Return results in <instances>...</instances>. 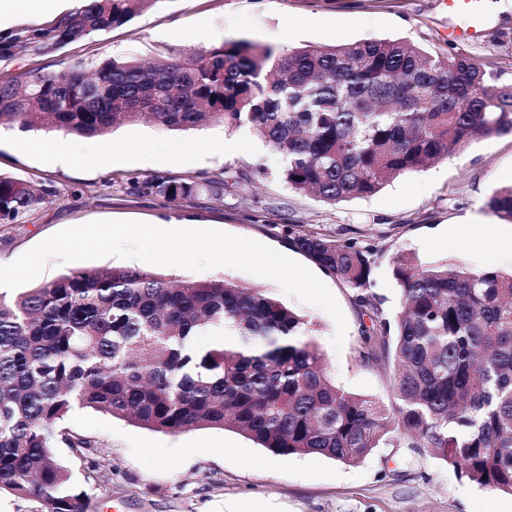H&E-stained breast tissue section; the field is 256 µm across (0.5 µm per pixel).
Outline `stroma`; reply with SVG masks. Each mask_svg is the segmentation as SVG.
Here are the masks:
<instances>
[{
	"instance_id": "obj_1",
	"label": "stroma",
	"mask_w": 512,
	"mask_h": 512,
	"mask_svg": "<svg viewBox=\"0 0 512 512\" xmlns=\"http://www.w3.org/2000/svg\"><path fill=\"white\" fill-rule=\"evenodd\" d=\"M499 2L497 12L486 13L477 38L452 40L449 26L466 28L470 21L449 17L443 0H157L122 26L49 52L27 45L25 38L58 24L59 15H27L10 28L11 39L22 46L0 59V81L106 57H185L233 39L288 49L404 39L434 55L465 54L491 73L493 84H512V0ZM110 139L112 155L100 161L79 148L77 138L56 131L30 132L21 141L15 129L0 130V173L51 189L34 213L0 225V265L71 226L188 219L194 227L255 240L298 262L303 256L288 238L303 230L370 247L372 291L391 315L400 308L393 278L398 255L411 252L424 262L448 259L479 270L512 269V223L486 206L494 189L512 184L511 135L475 140L376 195L334 205L288 189L277 177L278 158L244 128L215 123L168 131L139 122L115 127ZM28 140L42 143V150L26 149ZM229 171L244 174L240 188L220 197L204 192L177 206L131 191L135 180L220 182ZM143 266L113 256L67 263L53 258L37 281L78 270ZM162 272L170 280L221 278L280 296L313 321L337 387L392 403L389 371L363 364L356 355L361 313L351 290L336 278L320 276L346 320L339 351L331 344V316L284 295L270 279L230 267L198 273L166 266ZM68 424L97 443L90 459L65 447L58 451L76 481L94 470V480H86L92 512H512L511 494L478 488L423 451L383 447L347 465L319 455L277 456L226 428L164 433L94 410L75 411Z\"/></svg>"
}]
</instances>
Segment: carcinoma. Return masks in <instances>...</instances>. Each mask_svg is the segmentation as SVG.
<instances>
[{
  "mask_svg": "<svg viewBox=\"0 0 512 512\" xmlns=\"http://www.w3.org/2000/svg\"><path fill=\"white\" fill-rule=\"evenodd\" d=\"M158 0H85L31 35L53 50L127 23ZM94 88L108 96L92 99ZM165 130L215 122L246 128L279 156L278 177L334 205L470 142L512 135V85L463 54L403 39L279 50L229 40L176 57L82 61L0 82V124L108 137L118 122ZM213 185L156 177L144 187L177 205ZM47 188L0 174V224L37 210ZM486 206L512 223V186ZM290 245L355 291L357 357L392 370L395 404L328 377L312 323L264 290L143 269L74 271L8 302L0 297V493L41 512H90V496L56 449L92 454L68 417L93 409L159 432L229 428L277 456L356 464L375 449L423 448L481 488L512 494V273L398 256L401 310L370 292L369 249L315 232ZM233 337L207 348L214 329Z\"/></svg>",
  "mask_w": 512,
  "mask_h": 512,
  "instance_id": "carcinoma-1",
  "label": "carcinoma"
}]
</instances>
